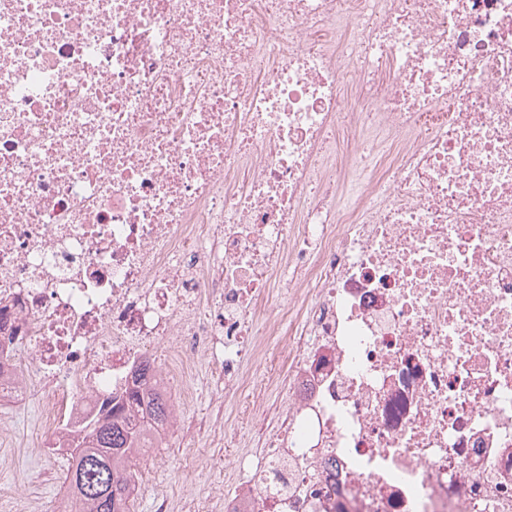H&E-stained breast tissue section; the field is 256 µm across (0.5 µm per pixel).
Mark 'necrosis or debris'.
I'll use <instances>...</instances> for the list:
<instances>
[{
	"label": "necrosis or debris",
	"mask_w": 512,
	"mask_h": 512,
	"mask_svg": "<svg viewBox=\"0 0 512 512\" xmlns=\"http://www.w3.org/2000/svg\"><path fill=\"white\" fill-rule=\"evenodd\" d=\"M1 346L47 447L211 359L224 512H512V0H0Z\"/></svg>",
	"instance_id": "4bbe7bcc"
}]
</instances>
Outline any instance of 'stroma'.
Returning a JSON list of instances; mask_svg holds the SVG:
<instances>
[{"label":"stroma","instance_id":"1","mask_svg":"<svg viewBox=\"0 0 512 512\" xmlns=\"http://www.w3.org/2000/svg\"><path fill=\"white\" fill-rule=\"evenodd\" d=\"M38 399L34 393L0 408V422L10 426L9 434L0 435V512H29L34 504L41 512H53L65 490L66 460L49 449L41 454L32 450ZM243 439L252 442L256 435L253 422L241 415L218 420L215 433L157 449L145 462L149 482L136 495V512H155L154 496L159 491L167 494L172 512H184L188 501L193 502L194 512H214L227 486L226 463Z\"/></svg>","mask_w":512,"mask_h":512}]
</instances>
